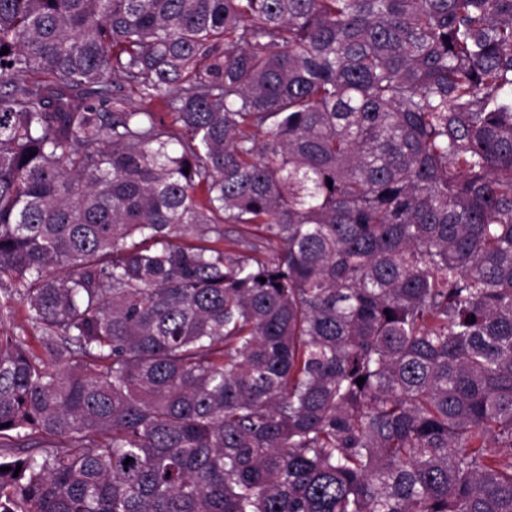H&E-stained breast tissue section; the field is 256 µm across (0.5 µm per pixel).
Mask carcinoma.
Here are the masks:
<instances>
[{"mask_svg":"<svg viewBox=\"0 0 512 512\" xmlns=\"http://www.w3.org/2000/svg\"><path fill=\"white\" fill-rule=\"evenodd\" d=\"M2 47L0 512H512V0H0ZM10 288L8 280L0 281V305H3V316L1 328L13 332L21 336H29L31 341H34L32 336H36L35 331L31 328L27 321V314L25 306L16 301H8L5 297V289Z\"/></svg>","mask_w":512,"mask_h":512,"instance_id":"cac0c4a2","label":"carcinoma"}]
</instances>
